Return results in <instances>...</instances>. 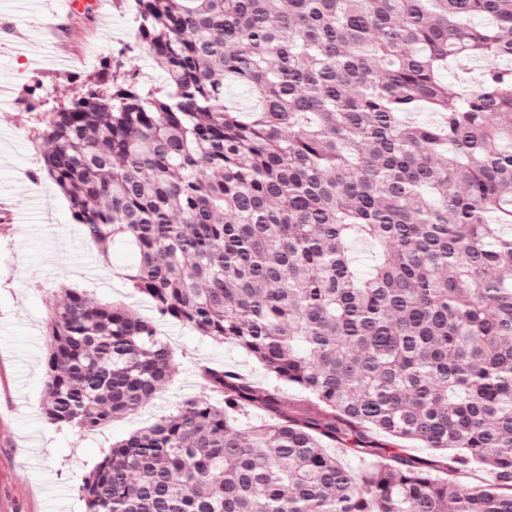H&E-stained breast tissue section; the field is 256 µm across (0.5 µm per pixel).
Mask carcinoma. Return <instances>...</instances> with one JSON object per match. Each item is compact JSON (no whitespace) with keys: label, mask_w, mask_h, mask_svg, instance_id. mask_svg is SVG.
<instances>
[{"label":"carcinoma","mask_w":512,"mask_h":512,"mask_svg":"<svg viewBox=\"0 0 512 512\" xmlns=\"http://www.w3.org/2000/svg\"><path fill=\"white\" fill-rule=\"evenodd\" d=\"M135 4L164 84L116 59L28 104L38 171L102 256L136 246L125 280L159 317L272 383L201 366L220 401L113 443L79 487L86 512H512V0ZM450 61L484 63L469 93ZM63 293L46 418L93 430L154 401L173 366L154 323ZM380 437L452 448L449 472L478 461L490 481L464 488L399 447L360 473L329 452Z\"/></svg>","instance_id":"carcinoma-1"}]
</instances>
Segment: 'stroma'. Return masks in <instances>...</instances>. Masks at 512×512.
Wrapping results in <instances>:
<instances>
[{"label":"stroma","instance_id":"stroma-1","mask_svg":"<svg viewBox=\"0 0 512 512\" xmlns=\"http://www.w3.org/2000/svg\"><path fill=\"white\" fill-rule=\"evenodd\" d=\"M108 12L105 19L94 12L61 19L56 50L41 35V16L0 12V87L8 91L0 98V194L13 201L0 208V512H85L79 487L105 449L201 395L200 365L235 370L259 386L268 380L244 350L157 318L150 300L120 277L131 247L117 244L101 256L81 235L66 198L32 179L41 143L23 102L30 90L67 96L121 50L146 85L163 82L138 44L131 0H110ZM63 284L155 320L174 352L173 378L152 404L94 431L56 428L43 413L46 314Z\"/></svg>","mask_w":512,"mask_h":512}]
</instances>
